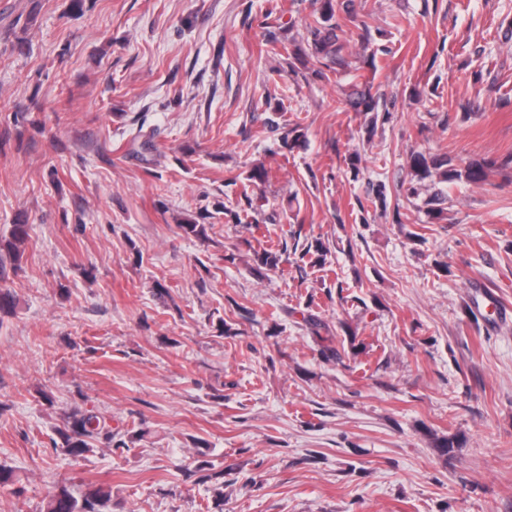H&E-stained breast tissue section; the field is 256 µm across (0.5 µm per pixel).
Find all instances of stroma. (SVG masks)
I'll return each instance as SVG.
<instances>
[{"label": "stroma", "mask_w": 512, "mask_h": 512, "mask_svg": "<svg viewBox=\"0 0 512 512\" xmlns=\"http://www.w3.org/2000/svg\"><path fill=\"white\" fill-rule=\"evenodd\" d=\"M318 7L0 0V238L29 227L0 275V465L23 489L0 512L60 484L110 487L108 512H512V0H354L392 53L329 83L264 41ZM358 79L389 110L370 137ZM295 126L307 147L279 154ZM414 151L496 165L435 224ZM256 162L239 224L229 179ZM75 409L123 447H57ZM271 178V168H267L264 163H256L252 164L245 171V178L247 180V184H243V190L241 192L240 203L244 201L247 209L257 211V207H254V198L248 195L246 187L255 185L258 186L260 184H265L269 182Z\"/></svg>", "instance_id": "stroma-1"}]
</instances>
